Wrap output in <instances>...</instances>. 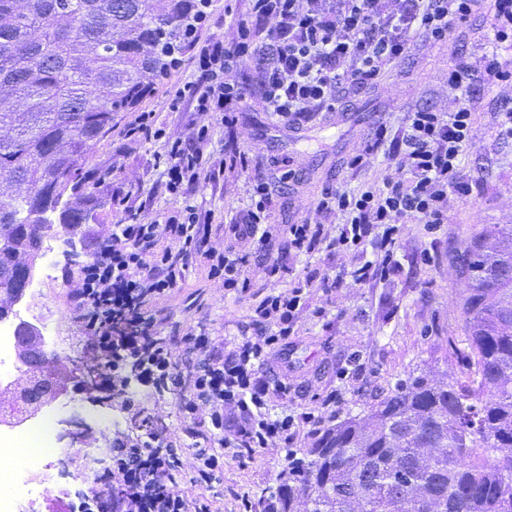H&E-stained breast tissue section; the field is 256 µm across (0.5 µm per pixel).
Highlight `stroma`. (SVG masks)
Returning a JSON list of instances; mask_svg holds the SVG:
<instances>
[{"label": "stroma", "mask_w": 512, "mask_h": 512, "mask_svg": "<svg viewBox=\"0 0 512 512\" xmlns=\"http://www.w3.org/2000/svg\"><path fill=\"white\" fill-rule=\"evenodd\" d=\"M249 16V0H212L198 35L231 42L238 23ZM494 50L492 16L484 6L469 23L452 29L447 39L417 41L411 55L389 66L376 85L344 95L343 117L323 111L292 123L265 107L253 70H245L239 75L245 97L240 106L238 145L253 159L250 172L220 169L224 125L215 118L201 146V181L185 194L173 195L163 178L167 149L175 138L191 137L200 124L191 103H184L176 112L170 108L175 91L200 76L193 50H186L151 94L136 109L118 113L111 131L89 149L80 184L81 195L89 200L87 223L99 235L109 232L128 208L161 218L191 205L210 228V246L220 251L232 242L228 225L249 204L255 174L267 178L275 224L312 217V210L306 204L297 206V199L307 203L328 188L350 193L381 190L384 178L403 175L387 150H379L365 166L349 164L374 121L395 132L404 128L405 118L414 108L453 110L455 103L446 93L450 65L457 56L478 61ZM498 53L503 63L512 64V50ZM464 99L473 112V132L461 148L456 170L459 182L468 184L470 191L465 195L449 193L446 223L399 225L389 258L380 247L382 231L378 228L361 243L348 247H323L308 254L283 247L250 252V269L273 261L286 268L280 291L305 278L309 270H318L320 277L304 292L293 335L262 367L271 382L287 386L286 392L275 395L271 415L311 412L319 416L332 397L336 416L342 419L361 414L364 404L372 402L376 394L412 372L465 379L468 363L461 300L471 283L456 273L449 256L487 226H512V136L501 127L503 110L512 107V86L477 83L465 90ZM141 112L153 114L159 134L128 141L125 131ZM45 244L48 251L34 269L41 279L39 291L35 297H24L20 306L33 309L47 323L58 358L76 363L75 380L68 385L72 403L88 413L103 412L116 418L115 423L93 426L97 450L80 444L64 448L47 476L46 488L21 484L19 496L33 500L35 512H69L76 492L97 482L101 467L96 456L107 455L116 432L139 433L140 423L122 413L116 402H96V392L86 381L91 364L83 349L85 330L67 301L71 280L92 253L83 232L69 236L58 225ZM366 264H381L385 270L368 283H353L352 271ZM268 292L257 277L246 292L226 290L221 279L209 277L207 266L198 263L187 271L177 294L149 303L147 311L160 313L162 333L175 326L190 330L202 325L230 344L252 328V306ZM127 396L170 429H181L187 422L171 394H148L133 385ZM287 464L284 448H257L243 456L228 454L220 483L210 489H194L193 494L210 501L213 512H245V501L255 502L275 491L277 477Z\"/></svg>", "instance_id": "35a3bbf8"}]
</instances>
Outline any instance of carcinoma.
<instances>
[{"label":"carcinoma","mask_w":512,"mask_h":512,"mask_svg":"<svg viewBox=\"0 0 512 512\" xmlns=\"http://www.w3.org/2000/svg\"><path fill=\"white\" fill-rule=\"evenodd\" d=\"M200 5L0 0V297L53 220H86L55 188L75 190L115 115L168 75ZM498 235L493 261L484 234L451 257L472 280L468 380L409 374L292 459L261 512H512V229Z\"/></svg>","instance_id":"1"}]
</instances>
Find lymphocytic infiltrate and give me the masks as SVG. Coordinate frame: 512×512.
Returning <instances> with one entry per match:
<instances>
[{
  "label": "lymphocytic infiltrate",
  "instance_id": "obj_1",
  "mask_svg": "<svg viewBox=\"0 0 512 512\" xmlns=\"http://www.w3.org/2000/svg\"><path fill=\"white\" fill-rule=\"evenodd\" d=\"M250 21L240 23L232 43L194 41L201 71L199 82L178 89L170 107L194 102L206 119L220 115L234 131L243 97L238 74L254 67L261 98L283 117H302L340 107L339 86L356 92L375 85L385 69L409 53L414 38L443 40L468 21L481 0H249ZM512 80L497 53L478 62L460 57L448 71V94L457 96L471 84ZM472 132V112L459 103L452 112L419 108L409 112L401 134L386 126L374 129L350 163L358 166L380 148L399 156L404 179L382 193L350 195L326 190L314 204L318 212L344 214L338 235L328 227L269 223L266 182L253 180L255 200L232 226L236 245L224 251L208 246L209 226L193 206L165 221L133 218L113 225L94 239L93 257L83 265L67 300L85 327L86 352L97 367L96 389L124 401L130 384L181 397L191 423L179 431L158 430L141 439L117 435L101 488L80 500L78 512H211L209 504L179 487L182 471L195 487H212L224 467L225 450L241 455L273 444L294 445L312 435L318 424L304 412L273 419L266 407L273 387L260 369L269 351L294 332L303 288L266 295L255 307L256 322L275 324L266 336H244L224 346L206 330L160 335L156 315H144L146 301L180 288L194 262L206 263L213 276L234 291L250 284L242 245L280 242L297 252H312L322 242L355 245L375 226H384L382 245L392 243V224L402 219L439 224L455 185V161ZM166 188L178 194L201 180V155L182 139L167 152ZM181 346L174 356L173 346ZM233 410L225 420V410Z\"/></svg>",
  "mask_w": 512,
  "mask_h": 512
}]
</instances>
